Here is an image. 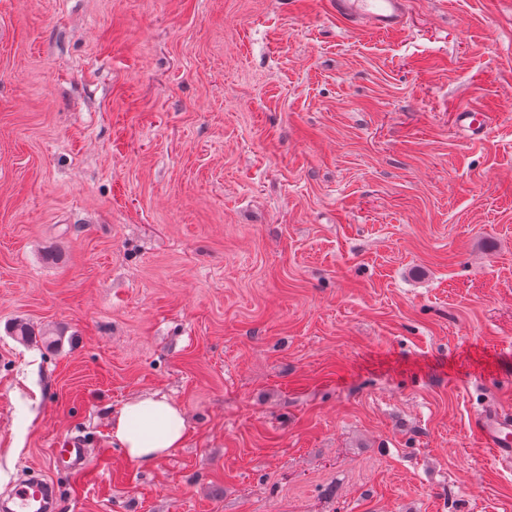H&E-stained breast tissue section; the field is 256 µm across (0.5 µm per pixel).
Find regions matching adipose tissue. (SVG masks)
I'll return each instance as SVG.
<instances>
[{"label":"adipose tissue","instance_id":"ef3b65f1","mask_svg":"<svg viewBox=\"0 0 512 512\" xmlns=\"http://www.w3.org/2000/svg\"><path fill=\"white\" fill-rule=\"evenodd\" d=\"M111 436L126 457L151 464L182 447L186 420L180 405L164 397L147 395L125 403L111 419Z\"/></svg>","mask_w":512,"mask_h":512}]
</instances>
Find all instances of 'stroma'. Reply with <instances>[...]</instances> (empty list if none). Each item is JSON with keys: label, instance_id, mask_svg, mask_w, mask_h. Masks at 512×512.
Instances as JSON below:
<instances>
[{"label": "stroma", "instance_id": "35a3bbf8", "mask_svg": "<svg viewBox=\"0 0 512 512\" xmlns=\"http://www.w3.org/2000/svg\"><path fill=\"white\" fill-rule=\"evenodd\" d=\"M407 11L0 0V493L512 512L472 428L512 415V0ZM155 393L187 437L139 465L109 423ZM68 436L92 479L54 465ZM406 0H334L336 16L353 29L389 32L403 26ZM457 112L458 122L470 130L474 140H480L486 135L490 113L472 106H465Z\"/></svg>", "mask_w": 512, "mask_h": 512}]
</instances>
